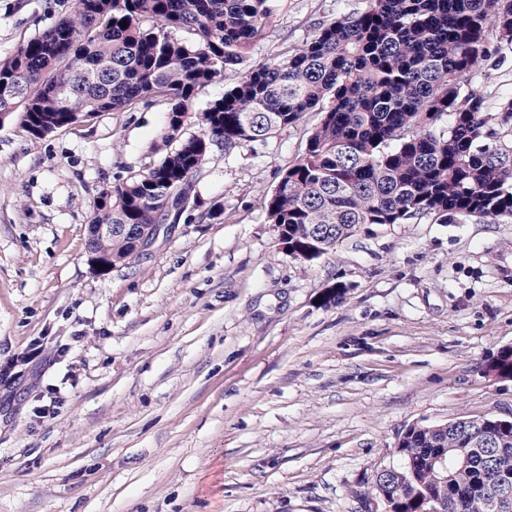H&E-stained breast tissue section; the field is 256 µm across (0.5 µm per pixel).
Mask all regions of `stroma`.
Listing matches in <instances>:
<instances>
[{
	"label": "stroma",
	"instance_id": "stroma-1",
	"mask_svg": "<svg viewBox=\"0 0 512 512\" xmlns=\"http://www.w3.org/2000/svg\"><path fill=\"white\" fill-rule=\"evenodd\" d=\"M73 3L0 0V59ZM363 6L276 0L250 61ZM318 120L213 148L181 219L102 273L88 224L160 160L164 106L0 124V512H354L406 427L512 413L486 371L512 347V223L430 214L289 256L266 203Z\"/></svg>",
	"mask_w": 512,
	"mask_h": 512
}]
</instances>
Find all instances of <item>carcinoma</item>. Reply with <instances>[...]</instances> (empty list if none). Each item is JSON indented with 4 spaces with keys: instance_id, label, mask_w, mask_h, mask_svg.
<instances>
[{
    "instance_id": "cac0c4a2",
    "label": "carcinoma",
    "mask_w": 512,
    "mask_h": 512,
    "mask_svg": "<svg viewBox=\"0 0 512 512\" xmlns=\"http://www.w3.org/2000/svg\"><path fill=\"white\" fill-rule=\"evenodd\" d=\"M272 0H74L73 11L0 60V115L50 134L100 112L167 105L175 148L103 193L93 224L177 221L213 147L224 154L321 115L267 202L288 255L314 260L362 224L427 214L512 222V90L468 78L512 56V0H366L320 23L302 45L242 70ZM227 77L184 127L198 91ZM122 265L132 238L93 243ZM487 372L512 378V348ZM400 464L353 491L393 512H489L512 488V418L478 416L400 433Z\"/></svg>"
}]
</instances>
